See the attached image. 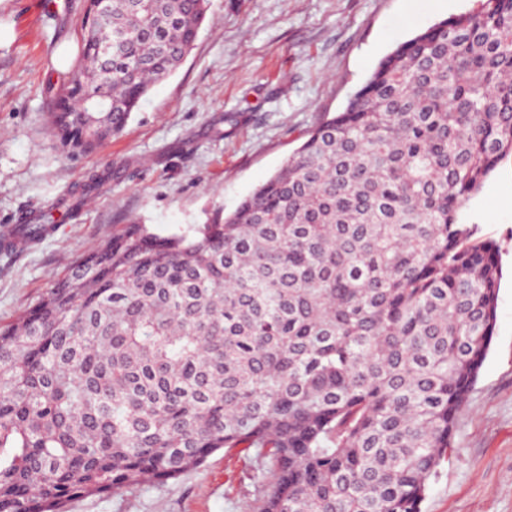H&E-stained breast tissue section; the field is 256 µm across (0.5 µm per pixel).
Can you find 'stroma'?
I'll return each instance as SVG.
<instances>
[{"instance_id": "stroma-1", "label": "stroma", "mask_w": 512, "mask_h": 512, "mask_svg": "<svg viewBox=\"0 0 512 512\" xmlns=\"http://www.w3.org/2000/svg\"><path fill=\"white\" fill-rule=\"evenodd\" d=\"M476 0H211L199 38L169 79L141 101L122 135L85 155L64 152L45 122L55 62L78 51L86 0H0V228L62 196L38 244L0 250V325L12 324L70 263L136 222L171 234L233 211L340 111L396 44L471 11ZM109 171L91 197L86 177ZM470 218L500 249L497 324L454 445L422 512H512V156L471 201ZM269 489L253 456L223 451L163 485L89 496L68 512H246Z\"/></svg>"}]
</instances>
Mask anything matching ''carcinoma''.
<instances>
[{"label": "carcinoma", "mask_w": 512, "mask_h": 512, "mask_svg": "<svg viewBox=\"0 0 512 512\" xmlns=\"http://www.w3.org/2000/svg\"><path fill=\"white\" fill-rule=\"evenodd\" d=\"M479 2L396 45L233 212L192 236L126 225L0 329V512L252 448L271 478L253 512H421L497 319L498 248L463 210L512 155V0ZM102 3L48 112L83 152L124 132L210 8ZM103 92L111 111H81Z\"/></svg>", "instance_id": "obj_1"}]
</instances>
